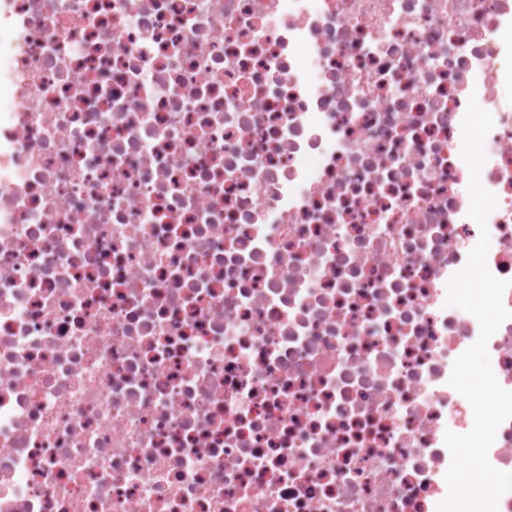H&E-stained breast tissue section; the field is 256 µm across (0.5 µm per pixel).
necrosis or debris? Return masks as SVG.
I'll return each mask as SVG.
<instances>
[{
  "instance_id": "1",
  "label": "necrosis or debris",
  "mask_w": 512,
  "mask_h": 512,
  "mask_svg": "<svg viewBox=\"0 0 512 512\" xmlns=\"http://www.w3.org/2000/svg\"><path fill=\"white\" fill-rule=\"evenodd\" d=\"M509 88L512 0H0V512H436Z\"/></svg>"
}]
</instances>
